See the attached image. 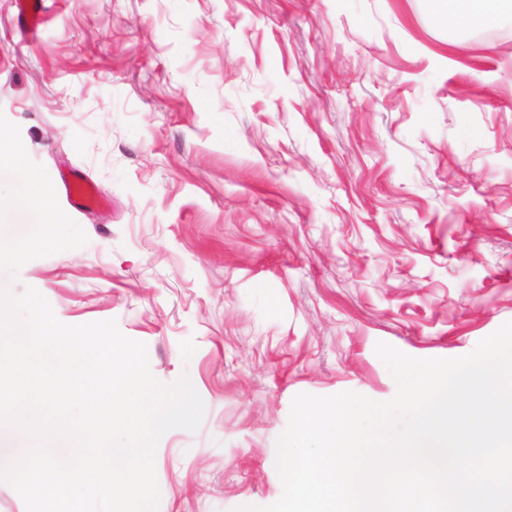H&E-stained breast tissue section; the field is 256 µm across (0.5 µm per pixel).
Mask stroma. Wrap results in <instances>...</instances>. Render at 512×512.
Listing matches in <instances>:
<instances>
[{"label": "stroma", "instance_id": "35a3bbf8", "mask_svg": "<svg viewBox=\"0 0 512 512\" xmlns=\"http://www.w3.org/2000/svg\"><path fill=\"white\" fill-rule=\"evenodd\" d=\"M0 0V114L87 244L12 277L68 325L116 320L197 432L155 455L159 512L282 495L293 398L396 382L512 321V19L440 0ZM103 202L75 211L61 173ZM441 22L451 24L457 16L466 15L473 20L492 22L505 11L511 14V0H444Z\"/></svg>", "mask_w": 512, "mask_h": 512}]
</instances>
